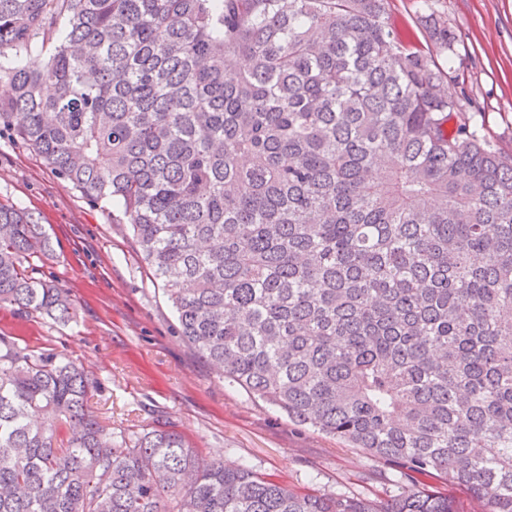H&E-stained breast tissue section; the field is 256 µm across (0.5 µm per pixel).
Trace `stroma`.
<instances>
[{
    "mask_svg": "<svg viewBox=\"0 0 512 512\" xmlns=\"http://www.w3.org/2000/svg\"><path fill=\"white\" fill-rule=\"evenodd\" d=\"M457 38L450 94L476 98L486 133L512 155V0H435ZM0 202L32 212L54 252L39 278L65 289L76 322L62 325L0 305V335L20 346L64 352L99 387L90 405L106 424L142 428L167 420L206 459L246 463L293 490L345 492L372 499L395 493L398 475L363 450L298 426L229 385L177 332L162 283L152 279L129 228L113 223L119 205L94 203L32 151L0 135Z\"/></svg>",
    "mask_w": 512,
    "mask_h": 512,
    "instance_id": "obj_1",
    "label": "stroma"
}]
</instances>
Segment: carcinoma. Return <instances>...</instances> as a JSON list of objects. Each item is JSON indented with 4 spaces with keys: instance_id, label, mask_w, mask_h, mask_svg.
Returning a JSON list of instances; mask_svg holds the SVG:
<instances>
[{
    "instance_id": "cac0c4a2",
    "label": "carcinoma",
    "mask_w": 512,
    "mask_h": 512,
    "mask_svg": "<svg viewBox=\"0 0 512 512\" xmlns=\"http://www.w3.org/2000/svg\"><path fill=\"white\" fill-rule=\"evenodd\" d=\"M387 3L0 0V130L120 204L228 382L406 480L298 492L167 421L114 430L80 364L0 336V512H455L442 478L512 512V156ZM51 252L0 203V304L66 324Z\"/></svg>"
}]
</instances>
